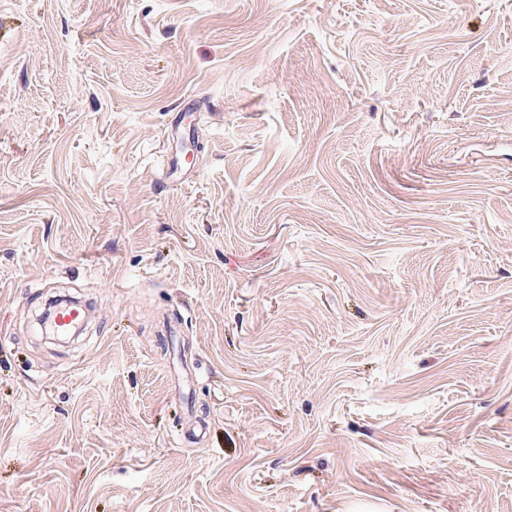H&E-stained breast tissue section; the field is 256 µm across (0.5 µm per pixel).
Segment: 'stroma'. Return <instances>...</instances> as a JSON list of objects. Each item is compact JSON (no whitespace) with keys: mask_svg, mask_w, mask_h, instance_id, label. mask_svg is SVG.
<instances>
[{"mask_svg":"<svg viewBox=\"0 0 512 512\" xmlns=\"http://www.w3.org/2000/svg\"><path fill=\"white\" fill-rule=\"evenodd\" d=\"M0 512H512V0H0ZM83 318V310L75 303H63L55 308L51 322L47 313L44 315V322H50L53 331L59 335H66Z\"/></svg>","mask_w":512,"mask_h":512,"instance_id":"1","label":"stroma"}]
</instances>
